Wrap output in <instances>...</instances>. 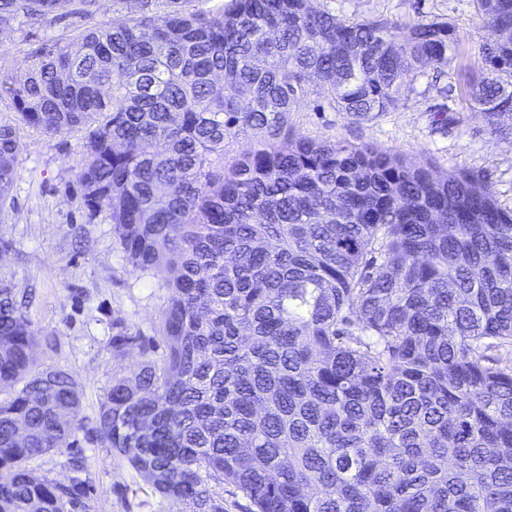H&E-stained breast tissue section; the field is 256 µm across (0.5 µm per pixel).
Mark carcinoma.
<instances>
[{
  "instance_id": "cac0c4a2",
  "label": "carcinoma",
  "mask_w": 512,
  "mask_h": 512,
  "mask_svg": "<svg viewBox=\"0 0 512 512\" xmlns=\"http://www.w3.org/2000/svg\"><path fill=\"white\" fill-rule=\"evenodd\" d=\"M163 2L0 78L27 126L84 131L86 206L170 291L160 339L112 324V356L134 345L140 362L89 439L195 512H224L226 485L249 512H512V210L473 173L309 139L289 118L312 93L356 122L394 111L409 77L453 66L452 27L308 0ZM473 2L485 35L466 95L512 135V0ZM95 5L0 0V30ZM242 133L255 146L232 156ZM21 151L0 121V203ZM23 305L1 282L0 512H64L81 483L28 461L83 429L82 391L37 364Z\"/></svg>"
}]
</instances>
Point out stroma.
Returning <instances> with one entry per match:
<instances>
[{
    "label": "stroma",
    "mask_w": 512,
    "mask_h": 512,
    "mask_svg": "<svg viewBox=\"0 0 512 512\" xmlns=\"http://www.w3.org/2000/svg\"><path fill=\"white\" fill-rule=\"evenodd\" d=\"M313 5L348 17L384 15L401 25L421 15L447 21L462 65L475 62L484 35L472 0H314ZM139 10V0H97L90 18L72 14L34 25L19 21L0 35V73L22 72L43 41L71 45L92 24ZM447 83L443 92L430 74L412 78L397 110L374 121L357 123L343 112L315 111L310 99L296 104L290 121L312 139L371 143L429 159L441 172H473L494 188L503 207L512 208V136L491 133L471 108L457 70H449ZM439 112L453 118V125L436 124ZM17 130L20 164L0 208V280L16 295L29 297L37 362L75 376L83 390L80 418L89 427L112 383L132 376L140 360L134 346L113 358V323L122 322L134 335H153L169 291L163 278L140 275L123 259L107 213H89L75 176L83 132L50 137L22 124ZM76 455L89 458L86 471L70 467ZM29 466L56 481L80 480L84 494L76 512H192L191 505L175 507L153 493L128 464L90 443L83 431L76 433L72 447L34 457Z\"/></svg>",
    "instance_id": "35a3bbf8"
}]
</instances>
